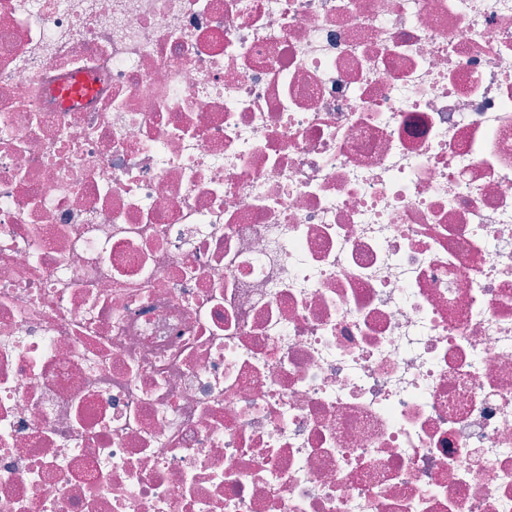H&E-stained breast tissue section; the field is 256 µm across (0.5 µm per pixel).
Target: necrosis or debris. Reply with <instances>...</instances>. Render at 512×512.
<instances>
[{
  "instance_id": "4bbe7bcc",
  "label": "necrosis or debris",
  "mask_w": 512,
  "mask_h": 512,
  "mask_svg": "<svg viewBox=\"0 0 512 512\" xmlns=\"http://www.w3.org/2000/svg\"><path fill=\"white\" fill-rule=\"evenodd\" d=\"M0 512H512V0H0Z\"/></svg>"
}]
</instances>
